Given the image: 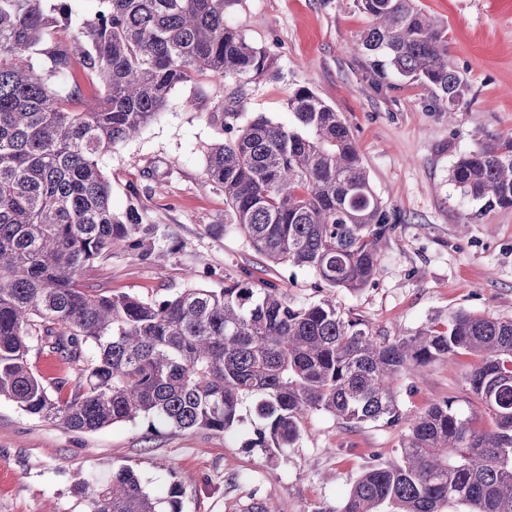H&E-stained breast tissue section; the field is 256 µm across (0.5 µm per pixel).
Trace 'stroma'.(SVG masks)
I'll list each match as a JSON object with an SVG mask.
<instances>
[{
  "label": "stroma",
  "instance_id": "stroma-1",
  "mask_svg": "<svg viewBox=\"0 0 512 512\" xmlns=\"http://www.w3.org/2000/svg\"><path fill=\"white\" fill-rule=\"evenodd\" d=\"M417 3L447 24L449 64L469 89L452 120L433 108L422 85L380 74L368 56L352 52L369 23L355 0H234L226 21L274 56L278 77L178 85L156 121L113 149L104 163L113 209L139 208L158 225L169 255L142 264L113 253L86 272V284L151 301L190 286L218 290L256 270L257 254L227 228L224 194L206 177L207 151L219 133L205 114L239 89L243 120L286 123L289 98L305 86L349 126L395 229L367 288H322L298 268L284 278L269 271L267 279L278 280L291 304L331 301L388 338L459 310L512 319V208L484 210L450 180L460 156L512 134V0ZM212 224L224 225V233L211 234ZM476 362L458 354L421 378L400 379L401 408L415 414L449 400L477 429H493L465 380ZM405 432L382 423L349 429L316 411L303 420L294 447L270 459L246 447L242 433L175 431L144 420L80 433L1 399L0 512H88L76 484L122 466L158 498L181 484V512H249L257 503L275 512H339L367 465L395 460Z\"/></svg>",
  "mask_w": 512,
  "mask_h": 512
}]
</instances>
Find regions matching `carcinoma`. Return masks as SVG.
<instances>
[{"label":"carcinoma","mask_w":512,"mask_h":512,"mask_svg":"<svg viewBox=\"0 0 512 512\" xmlns=\"http://www.w3.org/2000/svg\"><path fill=\"white\" fill-rule=\"evenodd\" d=\"M94 3L91 10L83 8ZM230 0H0V398L71 431L148 419L177 430L235 434L273 457L313 411L352 428L407 424L395 461L368 466L341 512H512V319L458 312L392 340L328 302L293 306L253 274L219 292L191 286L158 300L103 294L86 267L123 249L164 259L157 225L112 209L104 159L136 138L171 91L198 76L246 82L274 57L224 21ZM370 18L353 50L424 86L455 119L466 95L448 63V27L415 0H357ZM293 123L238 105L206 113L227 134L208 150V181L229 224L265 268L312 271L357 291L393 231L349 126L311 89L288 101ZM451 181L487 209L512 208V135L461 156ZM56 363L44 377L31 351ZM472 354L471 394L494 421L479 431L444 401L403 413L396 382ZM89 512H181L175 483L153 497L130 467L76 488Z\"/></svg>","instance_id":"carcinoma-1"}]
</instances>
